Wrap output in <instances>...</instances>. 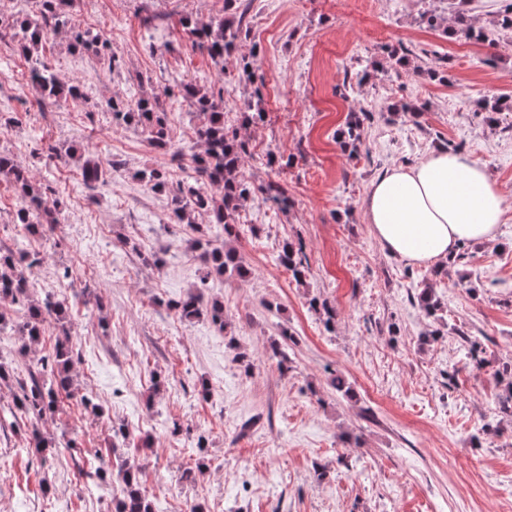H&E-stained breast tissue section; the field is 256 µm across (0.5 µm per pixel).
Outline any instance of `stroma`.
<instances>
[{"instance_id":"stroma-1","label":"stroma","mask_w":512,"mask_h":512,"mask_svg":"<svg viewBox=\"0 0 512 512\" xmlns=\"http://www.w3.org/2000/svg\"><path fill=\"white\" fill-rule=\"evenodd\" d=\"M444 7L448 18L460 8L475 23L489 16L488 42L421 24L423 0H251L239 51L218 67L180 21L223 16L224 0H70L76 28L107 34L120 67L108 71L68 34L49 39L42 59L81 91L57 103L0 41V152L50 185L63 210L56 229L27 234L15 222L19 198L0 181V245L42 255L32 294L65 301L68 314L25 357L52 354L68 332L73 379L72 397L39 421L13 417L17 382H0L8 512H114L127 463L140 466L159 512H512V417L497 404V371L512 361V114L491 125L485 109L512 95V34L491 21L498 0ZM216 80L232 119L261 84L267 119L248 132L242 174L280 183L291 201L285 213L258 191L245 202L232 239L251 271L243 281L208 275L197 231L174 223L166 195L137 177L162 168L190 181L197 119L169 90ZM143 93L158 96L180 158L104 109L110 97ZM404 103L419 114L400 112ZM360 109L371 118L350 155L336 131ZM49 144L63 153L51 167ZM443 147L486 165L507 214L497 241L465 244L436 278L385 253L363 201L385 168ZM69 149L118 170L89 188ZM287 240L303 246L305 283L278 261ZM150 251L158 265L143 262ZM427 285L441 302L433 318L417 299ZM196 287L223 302L227 329L167 309ZM315 295L335 309L333 326L309 307ZM0 311V363L13 368L25 358L26 315L7 300ZM473 340L478 365L466 356ZM338 376L345 390L333 386ZM122 425L125 441L114 437ZM36 429L57 448L37 453Z\"/></svg>"}]
</instances>
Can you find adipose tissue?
<instances>
[{"mask_svg": "<svg viewBox=\"0 0 512 512\" xmlns=\"http://www.w3.org/2000/svg\"><path fill=\"white\" fill-rule=\"evenodd\" d=\"M364 214L391 256L427 266L447 262L462 243L494 241L506 205L485 165L439 149L374 179Z\"/></svg>", "mask_w": 512, "mask_h": 512, "instance_id": "adipose-tissue-1", "label": "adipose tissue"}]
</instances>
